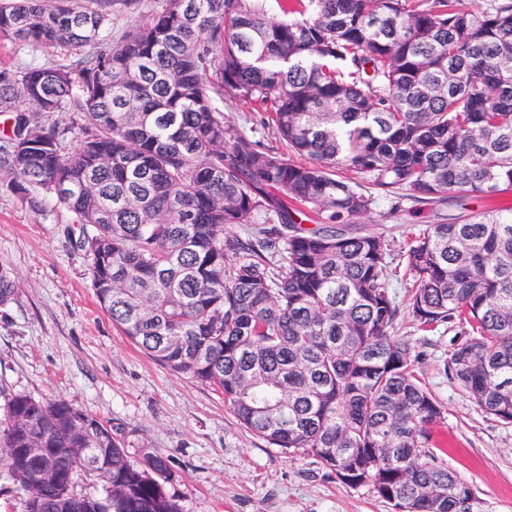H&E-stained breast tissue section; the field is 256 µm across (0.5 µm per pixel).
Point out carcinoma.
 I'll return each instance as SVG.
<instances>
[{
  "label": "carcinoma",
  "mask_w": 512,
  "mask_h": 512,
  "mask_svg": "<svg viewBox=\"0 0 512 512\" xmlns=\"http://www.w3.org/2000/svg\"><path fill=\"white\" fill-rule=\"evenodd\" d=\"M104 2L0 0V39L66 58L0 67L7 187L74 216L112 323L249 432L391 512H459L473 490L438 454L442 406L395 335L389 243L352 226L381 197L418 220L460 207L402 254L408 309L460 328L445 372L512 425V216L466 208L512 190V0H158L116 41ZM227 99L297 159L226 118ZM0 399L26 512H183L168 458L131 460L62 399ZM87 475L101 492L77 490Z\"/></svg>",
  "instance_id": "1"
}]
</instances>
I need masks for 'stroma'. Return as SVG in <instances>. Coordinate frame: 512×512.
Masks as SVG:
<instances>
[{"mask_svg": "<svg viewBox=\"0 0 512 512\" xmlns=\"http://www.w3.org/2000/svg\"><path fill=\"white\" fill-rule=\"evenodd\" d=\"M52 200L32 207L0 190V273L13 282L0 305V385L61 398L111 425L132 459L167 457L169 488L184 512H391L368 488L327 476L309 457H289L247 431L212 388L158 365L113 326L94 295L87 262L64 234ZM390 244L392 286H411L400 257L415 228L381 202L362 219ZM418 376L440 402L443 457L476 496L474 512H512V425L482 412L444 363L459 330L424 331L401 313Z\"/></svg>", "mask_w": 512, "mask_h": 512, "instance_id": "stroma-1", "label": "stroma"}]
</instances>
